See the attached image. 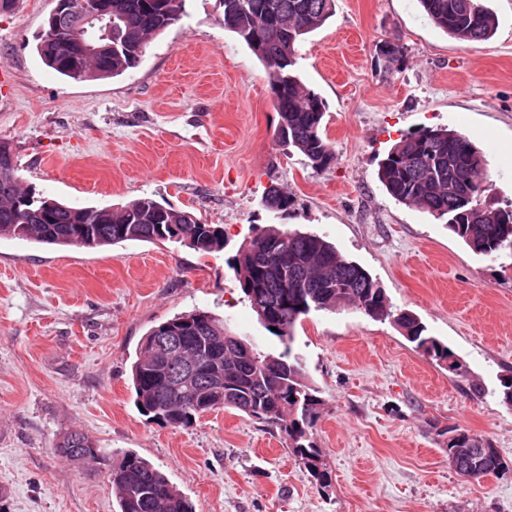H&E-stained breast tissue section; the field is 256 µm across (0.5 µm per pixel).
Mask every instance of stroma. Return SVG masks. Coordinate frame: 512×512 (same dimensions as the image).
I'll return each mask as SVG.
<instances>
[{
  "mask_svg": "<svg viewBox=\"0 0 512 512\" xmlns=\"http://www.w3.org/2000/svg\"><path fill=\"white\" fill-rule=\"evenodd\" d=\"M499 26L459 41L418 0H335L298 44L295 70L324 102V169L286 151L268 74L225 30L218 0L147 43L122 75L73 81L35 51L56 0L0 10V142L37 192L75 206L149 197L222 225V250L175 241L85 247L0 238V494L6 512H118L111 462L134 452L163 471L195 512H512V470L461 479L446 429L488 438L512 462V261L478 255L377 179L400 138L458 130L483 149L499 206L512 205V0H486ZM403 47L386 68L379 43ZM287 211L268 209L269 186ZM325 237L365 268L395 309L465 367L457 375L391 320L339 308L298 322L293 347L322 400L310 434L330 485L320 488L287 435L231 408L174 427L143 415L131 367L146 334L195 309L266 353L283 344L259 321L231 263L260 231ZM84 433L106 459L56 451Z\"/></svg>",
  "mask_w": 512,
  "mask_h": 512,
  "instance_id": "stroma-1",
  "label": "stroma"
}]
</instances>
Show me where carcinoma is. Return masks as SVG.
Returning a JSON list of instances; mask_svg holds the SVG:
<instances>
[{
	"label": "carcinoma",
	"mask_w": 512,
	"mask_h": 512,
	"mask_svg": "<svg viewBox=\"0 0 512 512\" xmlns=\"http://www.w3.org/2000/svg\"><path fill=\"white\" fill-rule=\"evenodd\" d=\"M186 0H111L112 54H88L80 42L62 43L74 30L98 24L96 0H71L57 28L37 39L35 50L59 76L72 80L113 78L134 67L147 42L180 20ZM428 19L451 37L478 42L496 29L494 14L483 0H419ZM224 29L236 34L266 67L274 107L279 114L276 139L303 155L314 169L329 166L334 155L322 133L323 101L309 90L293 69L297 44L321 27L333 13L335 0H219ZM379 55L386 66L404 60L403 47L385 42ZM485 156L454 129L424 128L390 148L379 163L378 180L395 201L445 221L448 230L472 251L487 257L512 259V209L490 200L483 169ZM35 193L18 174L12 148L0 142V236L49 245H75L79 224L94 226L92 247L125 241L182 243L206 254L224 248V229L207 224L186 210L166 208L143 197L120 207H75L54 202L46 212L29 205ZM272 210L288 209L290 198L281 188L264 197ZM234 269L252 308L268 307V328L285 344L276 355L257 351L233 336L224 321L194 309L168 320L186 324L183 345L166 363L155 350L159 327L144 337L131 378L135 404L172 426H186L196 415L219 407L276 424L292 441V452L322 485L329 482L319 449L310 442L318 406L317 390L309 384L303 359L291 339L298 321L311 311L338 307L359 311L375 320L396 318L407 339L448 369L462 372L452 351L433 336L411 312L392 309L379 283L359 264L348 260L328 240L311 233L268 229L253 238L248 251H239ZM203 316L197 322V316ZM207 371L176 389L172 382L193 362ZM448 455L463 460L472 478L508 469L493 444L453 426L446 430ZM119 512H194L191 502L166 475L134 452L124 454L112 468Z\"/></svg>",
	"instance_id": "cac0c4a2"
}]
</instances>
